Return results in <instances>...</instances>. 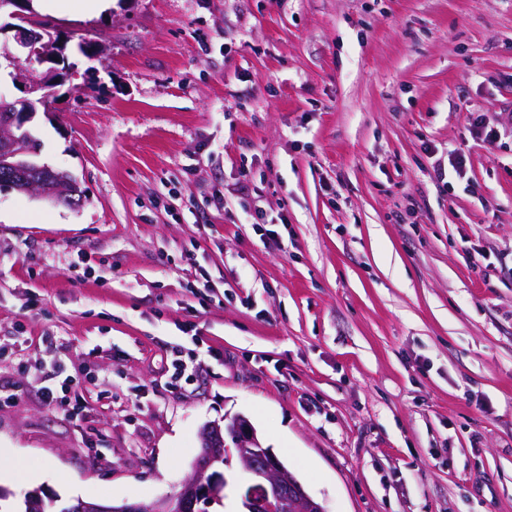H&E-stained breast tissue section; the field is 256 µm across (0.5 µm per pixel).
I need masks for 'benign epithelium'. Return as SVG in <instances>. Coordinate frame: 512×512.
<instances>
[{"label":"benign epithelium","mask_w":512,"mask_h":512,"mask_svg":"<svg viewBox=\"0 0 512 512\" xmlns=\"http://www.w3.org/2000/svg\"><path fill=\"white\" fill-rule=\"evenodd\" d=\"M18 44L27 50V58L38 64H52L25 83L26 96L0 98V175L10 181L16 192L48 199H73L80 194L79 182L68 172L55 170L37 161V151L16 137L17 121L31 120L38 108L48 109L50 88L62 80L60 73L75 69L61 56L58 38L45 28H16ZM234 440L229 447L223 432ZM201 451L191 463V472L173 495L138 505H103L76 500L62 512H191L204 499L216 501L225 495L228 481L223 466L237 458L249 479L238 487L241 512H326L302 484L285 468L273 449L262 445L249 420L236 415L220 427H205L200 435Z\"/></svg>","instance_id":"7a95c632"}]
</instances>
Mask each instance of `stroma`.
I'll return each mask as SVG.
<instances>
[{"label": "stroma", "mask_w": 512, "mask_h": 512, "mask_svg": "<svg viewBox=\"0 0 512 512\" xmlns=\"http://www.w3.org/2000/svg\"><path fill=\"white\" fill-rule=\"evenodd\" d=\"M33 9L76 64L38 160L85 196L0 191V461L67 479L0 512L172 495L234 415L326 512H512V274L466 255L512 258V0ZM31 69L1 14L0 95Z\"/></svg>", "instance_id": "obj_1"}]
</instances>
